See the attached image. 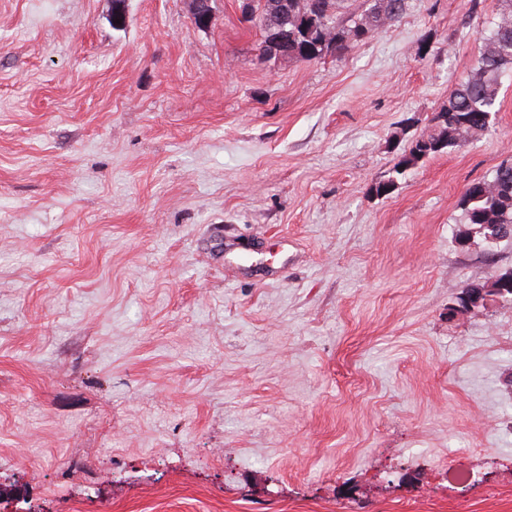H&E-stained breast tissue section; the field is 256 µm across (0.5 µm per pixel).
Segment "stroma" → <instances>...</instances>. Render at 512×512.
I'll return each instance as SVG.
<instances>
[{"label":"stroma","mask_w":512,"mask_h":512,"mask_svg":"<svg viewBox=\"0 0 512 512\" xmlns=\"http://www.w3.org/2000/svg\"><path fill=\"white\" fill-rule=\"evenodd\" d=\"M244 0H0V512H512V268L477 140L371 195L501 0H408L341 56ZM461 207L464 224L476 226L473 228L477 229L475 233L488 242L501 240L500 237L490 239L488 236H493L491 224L512 226V162L499 165L491 181L470 184L461 199ZM490 280L491 278L485 283L467 284L470 288L464 287V291L460 292L459 294V297L464 298V301H462L459 308L466 312L472 311L482 305L488 296L505 295L507 290L512 288V274L511 279H509L507 288H493L494 285L490 283Z\"/></svg>","instance_id":"obj_1"}]
</instances>
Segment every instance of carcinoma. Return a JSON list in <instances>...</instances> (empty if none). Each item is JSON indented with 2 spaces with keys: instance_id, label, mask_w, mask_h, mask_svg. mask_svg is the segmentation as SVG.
Returning <instances> with one entry per match:
<instances>
[{
  "instance_id": "cac0c4a2",
  "label": "carcinoma",
  "mask_w": 512,
  "mask_h": 512,
  "mask_svg": "<svg viewBox=\"0 0 512 512\" xmlns=\"http://www.w3.org/2000/svg\"><path fill=\"white\" fill-rule=\"evenodd\" d=\"M341 0H254L261 17L264 44L279 39L302 61L328 54L343 55L404 12L407 0H373L361 17L347 22L337 15ZM500 20L483 39V49L472 73L454 90L433 119L434 133L415 140L394 173L402 175L419 161L460 147L490 127L487 116L496 112L502 74L512 71V0ZM465 223L483 238L493 235L491 224L512 225V167L501 164L490 181L470 184L461 199Z\"/></svg>"
}]
</instances>
